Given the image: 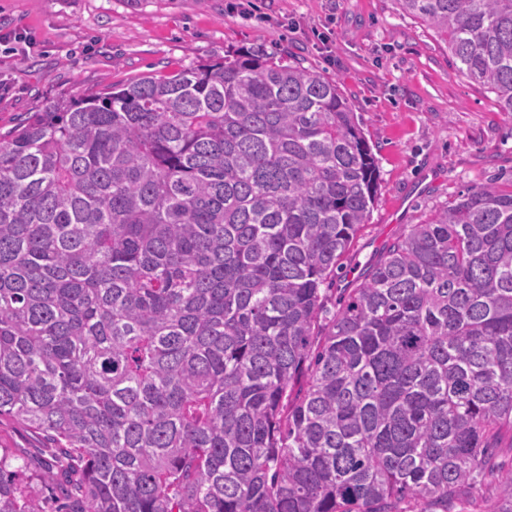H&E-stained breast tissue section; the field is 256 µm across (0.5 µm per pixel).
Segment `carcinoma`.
<instances>
[{"mask_svg":"<svg viewBox=\"0 0 512 512\" xmlns=\"http://www.w3.org/2000/svg\"><path fill=\"white\" fill-rule=\"evenodd\" d=\"M396 2L512 112V0ZM378 187L336 83L263 53L0 134V417L64 512H512V192L406 225L323 319ZM23 480L0 455V512H43ZM52 444L43 436L9 417L0 418V455L6 451L25 465V481L30 493L43 502L45 512H55L60 498V473L53 468L55 455Z\"/></svg>","mask_w":512,"mask_h":512,"instance_id":"cac0c4a2","label":"carcinoma"}]
</instances>
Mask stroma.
<instances>
[{"label": "stroma", "mask_w": 512, "mask_h": 512, "mask_svg": "<svg viewBox=\"0 0 512 512\" xmlns=\"http://www.w3.org/2000/svg\"><path fill=\"white\" fill-rule=\"evenodd\" d=\"M0 134L58 101L250 50L334 80L378 160L370 218L329 293L346 289L404 225L469 188L512 191V113L456 66L448 45L394 0H0ZM25 465L55 512L60 473L46 438L0 418V452Z\"/></svg>", "instance_id": "obj_1"}]
</instances>
